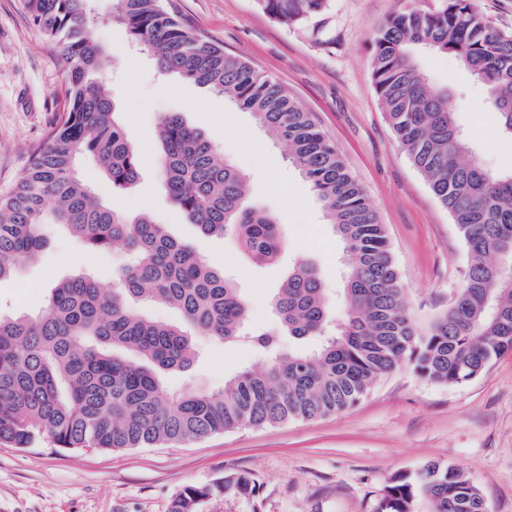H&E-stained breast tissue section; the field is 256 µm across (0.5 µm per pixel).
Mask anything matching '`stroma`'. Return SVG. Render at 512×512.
<instances>
[{
    "instance_id": "obj_1",
    "label": "stroma",
    "mask_w": 512,
    "mask_h": 512,
    "mask_svg": "<svg viewBox=\"0 0 512 512\" xmlns=\"http://www.w3.org/2000/svg\"><path fill=\"white\" fill-rule=\"evenodd\" d=\"M442 0H331L318 17L292 26L255 0H166L192 31L223 46L285 87L335 144L385 224L404 298L419 325L445 311L461 287L468 255L448 211L393 134L371 79L372 38L390 14L435 11ZM98 36L114 54L105 73L118 119L140 149L139 184L121 204L149 213L232 275L249 304V327H276L271 298L291 261L312 263L337 284L342 245L307 180L251 113L183 79L160 77L146 53L130 50L124 28L108 22L112 0H98ZM421 66L448 88L449 104L477 142L483 164L512 167V142L495 131L486 90L452 55ZM65 64L35 28L24 0H0V195L25 172L32 149L69 110ZM168 112L211 136L249 176L250 199L274 213L286 251L280 263L253 265L232 236L202 237L170 203L160 171L157 128ZM46 246L0 280V314L34 315L59 281L95 273L106 288L126 262L121 247L90 255L62 226L43 227ZM199 356L166 375L170 392L216 390L225 378L262 363L248 342L196 339ZM431 461L464 469L488 512H512V354L453 387L419 379L410 367L381 378L350 410L311 422L243 427L175 446L63 451L50 438L19 449L0 440V512H169L186 486L240 473L254 496L227 492L199 512H375L391 478Z\"/></svg>"
}]
</instances>
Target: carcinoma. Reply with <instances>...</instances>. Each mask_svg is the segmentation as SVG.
I'll return each mask as SVG.
<instances>
[{
  "mask_svg": "<svg viewBox=\"0 0 512 512\" xmlns=\"http://www.w3.org/2000/svg\"><path fill=\"white\" fill-rule=\"evenodd\" d=\"M330 0H256L287 26L322 14ZM33 24L58 46L70 109L47 132L14 189L0 197V280L39 256L46 213L93 254L116 241L127 250L122 284L102 289L83 273L50 290L34 317L0 316V440L29 448L50 437L69 450L175 445L290 420L313 421L355 406L383 375L409 366L441 386L463 385L512 353V170L491 171L417 54L456 56L486 88L497 130L512 142V31L489 21L476 0H443L425 12L405 8L372 40L371 78L392 130L413 166L448 210L467 248L464 284L448 310L420 328L403 300L385 227L336 146L272 78L192 32L164 0H113L109 20L149 52L159 73L206 87L253 114L309 182L343 247L337 322L330 289L316 269L296 263L273 298L279 325L309 352L284 353L278 332L256 329L251 345L267 363L239 371L218 392L173 394L163 377L185 371L194 337L225 343L243 336L244 295L224 270L168 233L150 215L133 217L84 185L79 161L93 158L122 194L139 179L138 148L115 120L117 106L95 75L110 62L96 35L93 0H25ZM159 158L171 204L205 236H234L257 265L276 262L284 241L277 218L248 203L246 174L178 113L158 126ZM157 303L179 320L140 314ZM233 488L253 493L249 476L177 493L170 512ZM485 512L480 490L461 468L430 463L396 474L376 512Z\"/></svg>",
  "mask_w": 512,
  "mask_h": 512,
  "instance_id": "carcinoma-1",
  "label": "carcinoma"
}]
</instances>
